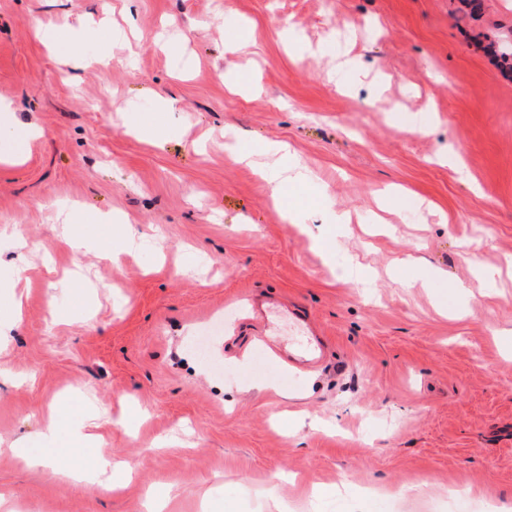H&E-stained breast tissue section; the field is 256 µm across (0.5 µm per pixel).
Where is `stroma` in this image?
Listing matches in <instances>:
<instances>
[{"label": "stroma", "instance_id": "1", "mask_svg": "<svg viewBox=\"0 0 512 512\" xmlns=\"http://www.w3.org/2000/svg\"><path fill=\"white\" fill-rule=\"evenodd\" d=\"M482 35L512 37V0H0V155L22 157L0 163V440L59 455L0 454V512H512V76ZM228 129L317 180L274 203ZM125 228L162 249L113 267ZM409 254L436 287H407ZM286 309L326 341L318 365L289 361ZM104 409L101 444L78 441ZM113 462L132 470L103 486ZM224 136L227 139V143L237 149V156L240 161L252 162L253 157L257 154H276L280 156L279 158L283 163L290 162V153L286 145H268L256 149L243 145L233 130H225Z\"/></svg>", "mask_w": 512, "mask_h": 512}]
</instances>
